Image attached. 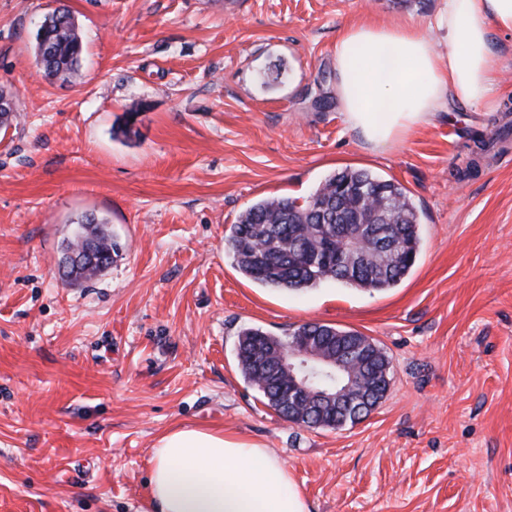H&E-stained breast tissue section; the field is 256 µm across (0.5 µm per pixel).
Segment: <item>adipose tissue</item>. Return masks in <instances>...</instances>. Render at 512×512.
I'll return each mask as SVG.
<instances>
[{
  "instance_id": "1",
  "label": "adipose tissue",
  "mask_w": 512,
  "mask_h": 512,
  "mask_svg": "<svg viewBox=\"0 0 512 512\" xmlns=\"http://www.w3.org/2000/svg\"><path fill=\"white\" fill-rule=\"evenodd\" d=\"M512 33V0H441L429 31L362 22L334 45L346 128L378 150L438 112L497 106L493 36ZM147 512H309L286 467L261 444L178 427L153 447Z\"/></svg>"
}]
</instances>
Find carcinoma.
I'll return each mask as SVG.
<instances>
[{
	"label": "carcinoma",
	"mask_w": 512,
	"mask_h": 512,
	"mask_svg": "<svg viewBox=\"0 0 512 512\" xmlns=\"http://www.w3.org/2000/svg\"><path fill=\"white\" fill-rule=\"evenodd\" d=\"M35 42L44 77L67 80L80 67L83 33L67 7L44 16ZM89 235L96 237L100 252L119 255L117 241L101 226L80 227L68 249L81 253ZM227 247L244 276L270 288L301 291L335 280L356 289L383 291L401 282L416 262L419 216L400 183L346 168L327 177L302 204L282 197L248 207L232 226ZM338 336L348 341L347 372L365 375L366 390L375 399L384 398L391 362L383 349L367 336L327 324L304 323L285 337L245 328L238 337V365L285 420L309 428L353 426L370 414L355 396L337 409L314 400L288 406V373L269 358L272 352L288 351L299 338L315 350L329 352L338 348Z\"/></svg>",
	"instance_id": "obj_1"
}]
</instances>
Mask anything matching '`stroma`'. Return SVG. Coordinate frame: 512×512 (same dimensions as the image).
<instances>
[{"label": "stroma", "mask_w": 512, "mask_h": 512, "mask_svg": "<svg viewBox=\"0 0 512 512\" xmlns=\"http://www.w3.org/2000/svg\"><path fill=\"white\" fill-rule=\"evenodd\" d=\"M84 36L44 79L35 32ZM439 0H0V512H145L152 448L180 425L263 444L311 512H512V35L495 112L438 113L375 152L344 126L333 47L365 19L426 27ZM134 122H127L128 113ZM495 136L472 154L471 135ZM345 168L401 183L421 249L395 288L288 292L226 238L264 198ZM120 245L97 276L59 260L85 215ZM318 322L373 339L386 396L361 423L280 418L237 367L239 332ZM42 23L35 36L40 72L46 78L67 80L81 65L83 33L65 6L45 15Z\"/></svg>", "instance_id": "stroma-1"}]
</instances>
